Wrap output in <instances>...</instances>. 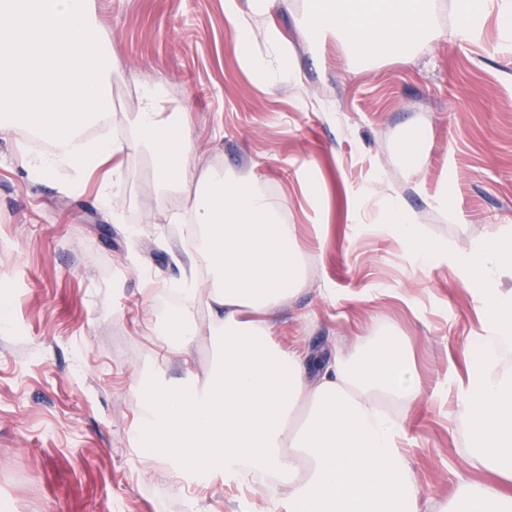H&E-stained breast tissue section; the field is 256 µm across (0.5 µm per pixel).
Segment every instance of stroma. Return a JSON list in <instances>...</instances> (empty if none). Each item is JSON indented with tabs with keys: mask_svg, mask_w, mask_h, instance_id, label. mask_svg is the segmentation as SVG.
I'll return each instance as SVG.
<instances>
[{
	"mask_svg": "<svg viewBox=\"0 0 512 512\" xmlns=\"http://www.w3.org/2000/svg\"><path fill=\"white\" fill-rule=\"evenodd\" d=\"M309 5L288 0L255 21L278 30L299 73L271 86L254 67L273 63L268 45L239 53L225 0H96L95 33L111 39L117 62L112 135L132 139L140 90L159 89L164 113L192 114L199 171L248 174L281 203L308 288L274 313L273 344L316 358L398 331L421 384L404 446L422 512H434L462 482L486 479L467 459L455 405L484 301L447 258L420 267L374 203L352 215L347 202L382 180L427 237L452 247L512 228V36L491 12L474 41L458 42L459 0H430L439 38L407 59L360 64L335 39L312 43ZM414 138L416 180L400 158ZM39 144L22 123L0 135V512H269L266 487L176 473L145 462L135 442L141 376H203L220 357L207 279L188 356L152 331L159 283L190 275L175 217L194 185L156 187L148 153L131 149L111 212L95 198L97 179L70 190L65 170L33 178Z\"/></svg>",
	"mask_w": 512,
	"mask_h": 512,
	"instance_id": "1",
	"label": "stroma"
}]
</instances>
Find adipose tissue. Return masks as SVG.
I'll return each mask as SVG.
<instances>
[{
    "label": "adipose tissue",
    "instance_id": "1",
    "mask_svg": "<svg viewBox=\"0 0 512 512\" xmlns=\"http://www.w3.org/2000/svg\"><path fill=\"white\" fill-rule=\"evenodd\" d=\"M231 5L229 22L242 50L256 37L274 49L263 67L268 83L297 77L292 57L274 28L256 33L253 17L286 0ZM456 36L473 39L485 13L498 8L512 28V0H463ZM0 134L21 119L51 151L29 161L34 177L68 170L73 186L103 170L98 201L111 208L124 185L114 158L147 148L157 183H196L192 213L205 238L186 253L192 272H207L211 331L224 359L206 377L158 375L137 389L142 419L135 440L147 461L165 459L186 471L230 478L274 474L288 487V512H420L419 487L401 445L407 416L381 410L377 397L411 407L420 382L387 333L372 342L337 349L312 373L306 357L271 342V313L304 284L293 225L281 206L250 178L212 173L196 178L189 114L164 115L162 97L145 92L137 102L136 137L113 138L105 123L112 108V50L94 33V0H0ZM318 38L341 40L352 56L408 58L430 38L427 0H319L305 20ZM382 220L424 266L447 257L466 288L484 298L483 333L465 354L466 382L456 406L473 466L486 482L463 483L440 512H512V231L501 229L462 248L425 237L400 199L382 194ZM182 305L155 331L182 352L195 329L193 280L181 281Z\"/></svg>",
    "mask_w": 512,
    "mask_h": 512
}]
</instances>
